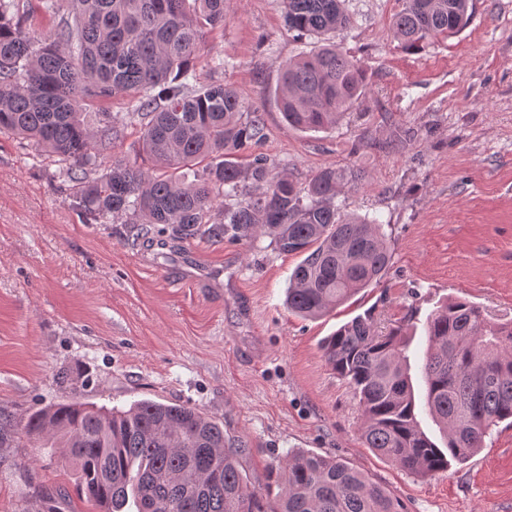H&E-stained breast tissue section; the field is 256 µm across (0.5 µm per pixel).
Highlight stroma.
Returning <instances> with one entry per match:
<instances>
[{"instance_id": "obj_1", "label": "stroma", "mask_w": 512, "mask_h": 512, "mask_svg": "<svg viewBox=\"0 0 512 512\" xmlns=\"http://www.w3.org/2000/svg\"><path fill=\"white\" fill-rule=\"evenodd\" d=\"M351 23L336 42L367 88L334 128L288 127L275 91L282 62L308 52L281 0H228L223 29L206 34L195 79L230 84L259 111L260 151L305 184L319 170L359 167L342 212L384 225L391 262L381 283L322 318L285 305L300 258L262 233L173 243L90 221L71 205L62 166L38 146L0 134V512H96L60 458L43 456L22 427L33 411L80 400L126 408L151 399L194 406L247 443L249 489L264 487L288 450L352 463L406 512H512V426L447 471L422 477L366 448L359 401L326 364L321 342L371 312L378 329L424 324L460 297L512 319V0H472L459 34L405 52L391 19L401 0H346ZM230 63L219 71L214 57ZM125 126L110 154L139 158L128 105H106Z\"/></svg>"}]
</instances>
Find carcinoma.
I'll return each instance as SVG.
<instances>
[{
	"instance_id": "cac0c4a2",
	"label": "carcinoma",
	"mask_w": 512,
	"mask_h": 512,
	"mask_svg": "<svg viewBox=\"0 0 512 512\" xmlns=\"http://www.w3.org/2000/svg\"><path fill=\"white\" fill-rule=\"evenodd\" d=\"M283 6L288 28L320 45L281 65L280 111L297 130L327 129L366 89L357 61L330 41L350 16L342 0ZM469 8L470 0H403L392 30L404 51L418 53L465 29ZM34 10L56 22L42 40L19 27ZM226 19V0H0V133L59 158L74 208L96 221L124 216L138 236L163 224L184 240L213 213V237L260 231L281 252L303 255L289 278L288 311L316 319L379 284L390 246L380 224L336 205L343 186L360 183L364 172L329 166L299 187L261 153L239 162L241 151L265 139L260 115L227 83L191 82L205 30L224 28ZM116 95L127 98L128 120L139 125L158 173L114 160L96 174L122 126L89 108ZM426 332L419 396L404 325L378 333L368 311L322 342L327 365L359 399L366 446L421 476L465 461L493 426L512 421V320L451 298L428 315ZM422 413L444 447L421 428ZM24 429L63 454L98 512H404L350 462L305 450L282 460V494L248 493L241 470L248 446L229 442L220 422L184 404L62 403L33 412Z\"/></svg>"
}]
</instances>
